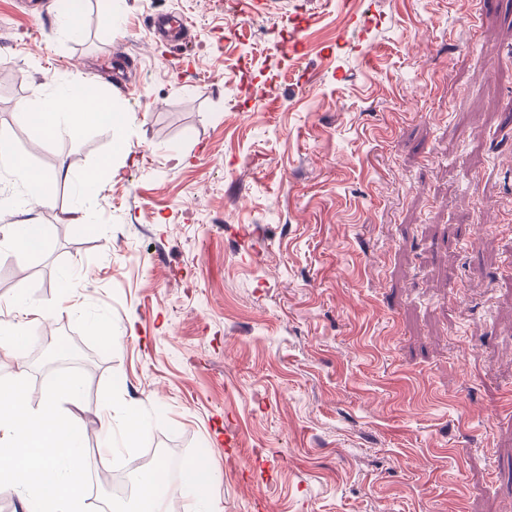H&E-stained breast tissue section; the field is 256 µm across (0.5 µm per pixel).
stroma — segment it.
<instances>
[{
    "label": "stroma",
    "mask_w": 512,
    "mask_h": 512,
    "mask_svg": "<svg viewBox=\"0 0 512 512\" xmlns=\"http://www.w3.org/2000/svg\"><path fill=\"white\" fill-rule=\"evenodd\" d=\"M83 82L124 124L42 137ZM0 135L58 179L33 209L0 168V225L45 227L0 247V377L35 407L44 346L97 357V512L145 456L208 464L180 512H512V0H0ZM8 242L19 257H26L42 249L45 230L41 224H9Z\"/></svg>",
    "instance_id": "1"
}]
</instances>
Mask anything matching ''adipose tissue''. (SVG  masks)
<instances>
[{
  "instance_id": "ef3b65f1",
  "label": "adipose tissue",
  "mask_w": 512,
  "mask_h": 512,
  "mask_svg": "<svg viewBox=\"0 0 512 512\" xmlns=\"http://www.w3.org/2000/svg\"><path fill=\"white\" fill-rule=\"evenodd\" d=\"M30 120L39 131L55 135L61 124L74 127L87 122L117 126L122 116L92 85L83 83L57 89L41 107L32 110ZM0 163L8 164L26 183L33 206L46 207L54 200L55 177L31 167L0 137Z\"/></svg>"
}]
</instances>
